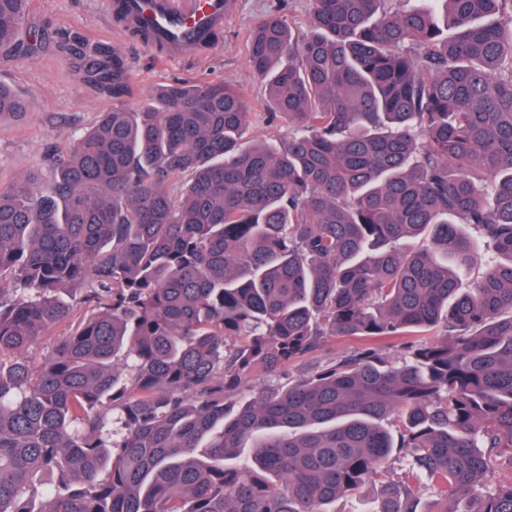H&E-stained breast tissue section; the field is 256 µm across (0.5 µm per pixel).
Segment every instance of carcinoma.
Masks as SVG:
<instances>
[{"label": "carcinoma", "mask_w": 512, "mask_h": 512, "mask_svg": "<svg viewBox=\"0 0 512 512\" xmlns=\"http://www.w3.org/2000/svg\"><path fill=\"white\" fill-rule=\"evenodd\" d=\"M27 2L0 0L1 57ZM390 2L258 20L264 112L158 85L48 154L51 193L0 188V512H333L375 482L364 512H512V0ZM28 112L0 83V123ZM329 336L362 344L319 361Z\"/></svg>", "instance_id": "obj_1"}]
</instances>
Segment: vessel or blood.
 <instances>
[{
    "mask_svg": "<svg viewBox=\"0 0 512 512\" xmlns=\"http://www.w3.org/2000/svg\"><path fill=\"white\" fill-rule=\"evenodd\" d=\"M120 11L128 25L148 24L149 46L171 59L208 43L227 16L224 0H122Z\"/></svg>",
    "mask_w": 512,
    "mask_h": 512,
    "instance_id": "vessel-or-blood-1",
    "label": "vessel or blood"
}]
</instances>
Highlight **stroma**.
I'll use <instances>...</instances> for the list:
<instances>
[{"label": "stroma", "instance_id": "stroma-1", "mask_svg": "<svg viewBox=\"0 0 512 512\" xmlns=\"http://www.w3.org/2000/svg\"><path fill=\"white\" fill-rule=\"evenodd\" d=\"M113 2L29 0L23 36L36 38L35 52L21 59H0V82L29 103L23 123L0 125V187L37 171L40 189L48 190L52 175L45 160L52 149L68 146L98 113L112 106L138 109L161 84L221 82L239 89L252 111H264L265 85L247 63L248 30L277 9L295 26H303L310 8L309 0H233L224 31L214 45L187 58L166 61L119 21ZM101 44L118 49L126 59L129 76L121 99H112L84 76L87 49Z\"/></svg>", "mask_w": 512, "mask_h": 512}]
</instances>
